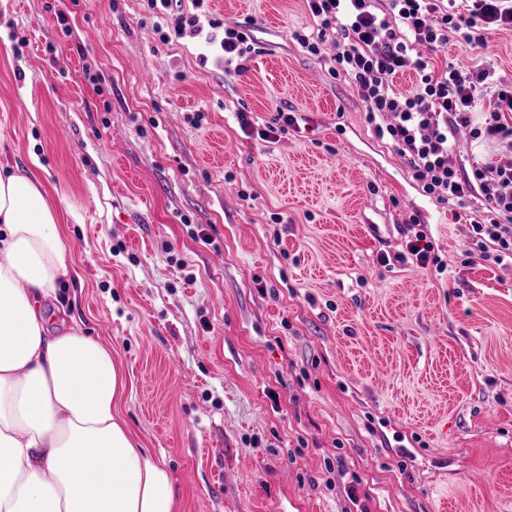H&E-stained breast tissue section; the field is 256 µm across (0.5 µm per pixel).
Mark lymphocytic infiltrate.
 I'll use <instances>...</instances> for the list:
<instances>
[{
    "instance_id": "1",
    "label": "lymphocytic infiltrate",
    "mask_w": 512,
    "mask_h": 512,
    "mask_svg": "<svg viewBox=\"0 0 512 512\" xmlns=\"http://www.w3.org/2000/svg\"><path fill=\"white\" fill-rule=\"evenodd\" d=\"M161 42L190 37L222 61L225 71H242L254 39L242 26L202 19L205 0H192L193 13L174 11L173 0H146ZM316 18V33L294 32L309 54L332 45L329 71L345 76L364 104L365 120L376 136L389 140L413 179L438 203H465L480 193L486 210L469 217L475 258L497 263L512 258V160L491 161L471 171L450 160L456 136L469 129L473 138L506 141L512 149V83L497 80L492 64L470 69L452 64L436 69L434 58L458 36L474 46L490 34L512 30V0H306ZM414 71L413 90L399 91L394 77ZM489 108L480 124L472 114L478 101ZM412 259L421 268L440 266L426 232L416 219L405 223L403 249L391 259Z\"/></svg>"
}]
</instances>
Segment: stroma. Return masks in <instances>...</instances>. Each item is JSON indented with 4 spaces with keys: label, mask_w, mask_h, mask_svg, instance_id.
I'll return each mask as SVG.
<instances>
[{
    "label": "stroma",
    "mask_w": 512,
    "mask_h": 512,
    "mask_svg": "<svg viewBox=\"0 0 512 512\" xmlns=\"http://www.w3.org/2000/svg\"><path fill=\"white\" fill-rule=\"evenodd\" d=\"M207 8L250 27L244 74L160 42L144 0H0V172L65 198L55 308L111 344L180 512H512V262H468L463 208L292 39L305 0ZM483 61L512 78V30L435 65ZM285 107L299 130L239 127ZM411 216L444 273L381 265Z\"/></svg>",
    "instance_id": "obj_1"
}]
</instances>
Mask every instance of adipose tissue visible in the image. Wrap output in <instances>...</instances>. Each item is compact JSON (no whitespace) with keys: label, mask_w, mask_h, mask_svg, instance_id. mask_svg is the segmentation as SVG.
<instances>
[{"label":"adipose tissue","mask_w":512,"mask_h":512,"mask_svg":"<svg viewBox=\"0 0 512 512\" xmlns=\"http://www.w3.org/2000/svg\"><path fill=\"white\" fill-rule=\"evenodd\" d=\"M60 217L38 174H0V512H179L166 461L121 417L111 348L52 327Z\"/></svg>","instance_id":"obj_1"}]
</instances>
